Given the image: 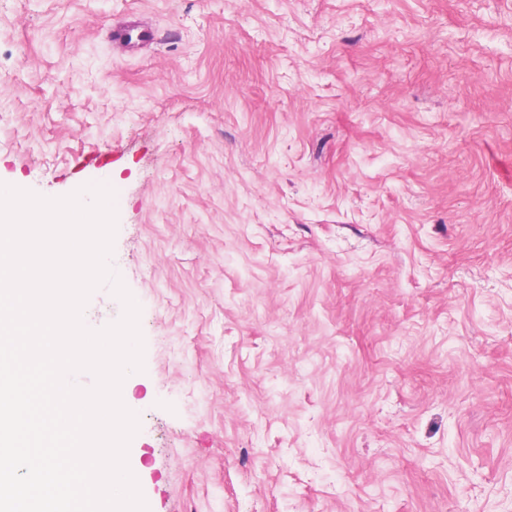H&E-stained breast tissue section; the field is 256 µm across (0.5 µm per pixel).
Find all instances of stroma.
<instances>
[{
    "instance_id": "35a3bbf8",
    "label": "stroma",
    "mask_w": 512,
    "mask_h": 512,
    "mask_svg": "<svg viewBox=\"0 0 512 512\" xmlns=\"http://www.w3.org/2000/svg\"><path fill=\"white\" fill-rule=\"evenodd\" d=\"M0 183L120 195L149 512H512V0H0Z\"/></svg>"
}]
</instances>
